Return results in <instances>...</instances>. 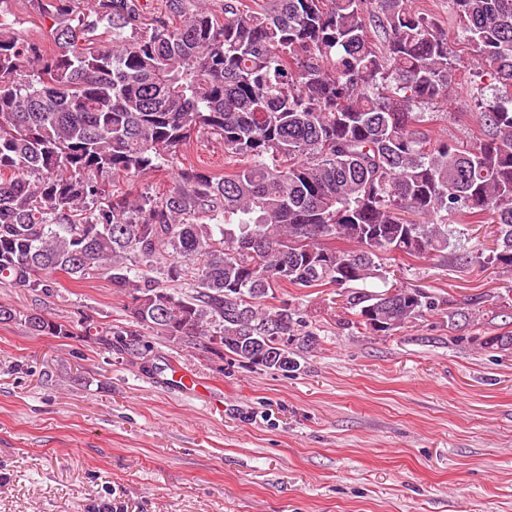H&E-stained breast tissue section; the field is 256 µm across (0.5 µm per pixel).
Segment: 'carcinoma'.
<instances>
[{"instance_id": "1", "label": "carcinoma", "mask_w": 512, "mask_h": 512, "mask_svg": "<svg viewBox=\"0 0 512 512\" xmlns=\"http://www.w3.org/2000/svg\"><path fill=\"white\" fill-rule=\"evenodd\" d=\"M0 0V284L49 292L103 277L127 322L75 325L0 304V323L75 336L146 361L147 333L181 349L288 373L317 342L284 286L345 288L352 324L392 332L426 314L477 313L421 289L369 291L382 260L442 258L512 273V0H448L488 86L478 128L432 127L465 62L408 0H164L132 23L128 0H41L54 47L20 35ZM224 145V173L135 180L193 140ZM428 218L416 224L405 214ZM494 224L497 247L460 253L448 224ZM186 277L193 293L162 287ZM512 351V331L475 337ZM136 5V20L138 25L156 23L164 18V3L162 0H134ZM172 172V169L165 167L158 172L152 173L150 177L141 178L135 181L124 180L125 183L120 179V183L125 189H128L134 195L147 191V189L152 193H156L158 191L162 192V190L166 189L171 184L173 176Z\"/></svg>"}]
</instances>
